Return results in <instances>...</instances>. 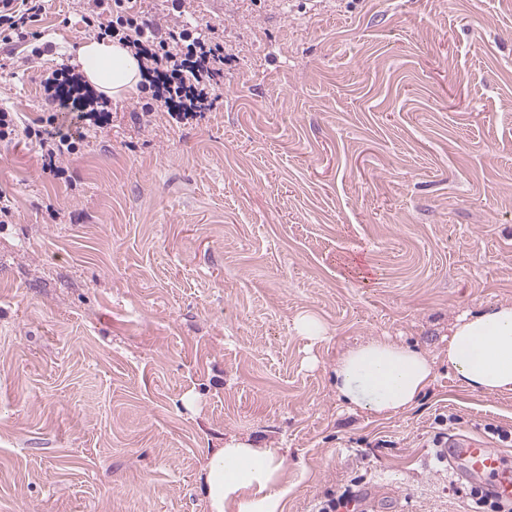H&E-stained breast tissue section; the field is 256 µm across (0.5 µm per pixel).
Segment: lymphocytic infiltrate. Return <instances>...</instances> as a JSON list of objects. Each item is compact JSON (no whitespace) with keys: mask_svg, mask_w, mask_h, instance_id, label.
I'll use <instances>...</instances> for the list:
<instances>
[{"mask_svg":"<svg viewBox=\"0 0 512 512\" xmlns=\"http://www.w3.org/2000/svg\"><path fill=\"white\" fill-rule=\"evenodd\" d=\"M46 2L0 0V42L27 43L36 38L35 24ZM78 7L89 32L124 41L139 56L143 66L139 91L146 97L143 116L164 112L182 123L215 108L229 60L218 27L151 19L139 15L131 0H79ZM105 12L112 16L107 25L99 20ZM44 91L59 109L47 116V129L30 126L26 136L38 146L43 169L59 176L65 172L67 155L77 148L79 128L104 126L112 115L99 109L100 95L85 92L80 76L68 68L46 77Z\"/></svg>","mask_w":512,"mask_h":512,"instance_id":"1","label":"lymphocytic infiltrate"}]
</instances>
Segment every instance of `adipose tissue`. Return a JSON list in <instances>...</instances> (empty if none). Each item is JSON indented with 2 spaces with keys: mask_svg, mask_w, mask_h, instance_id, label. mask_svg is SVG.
I'll use <instances>...</instances> for the list:
<instances>
[{
  "mask_svg": "<svg viewBox=\"0 0 512 512\" xmlns=\"http://www.w3.org/2000/svg\"><path fill=\"white\" fill-rule=\"evenodd\" d=\"M76 64L88 86L116 98L135 90L140 60L116 39H84ZM448 366L465 386L512 392V305L459 318L448 337ZM434 363L423 351L370 340L336 362V389L348 403L387 416L412 408L430 384ZM283 462L275 451L230 439L204 465L210 512H283Z\"/></svg>",
  "mask_w": 512,
  "mask_h": 512,
  "instance_id": "1",
  "label": "adipose tissue"
}]
</instances>
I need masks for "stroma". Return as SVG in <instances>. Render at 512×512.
Segmentation results:
<instances>
[{
    "instance_id": "obj_1",
    "label": "stroma",
    "mask_w": 512,
    "mask_h": 512,
    "mask_svg": "<svg viewBox=\"0 0 512 512\" xmlns=\"http://www.w3.org/2000/svg\"><path fill=\"white\" fill-rule=\"evenodd\" d=\"M193 7L234 56L217 108L145 126L139 93L109 99L61 176L0 145V512H209L232 438L282 458L284 512L347 488L364 512H462L435 434L512 470V393L448 367L460 316L512 304V0ZM37 29L52 52L0 43L22 128L88 36L72 0ZM373 339L433 359L413 408L339 397L337 359Z\"/></svg>"
}]
</instances>
